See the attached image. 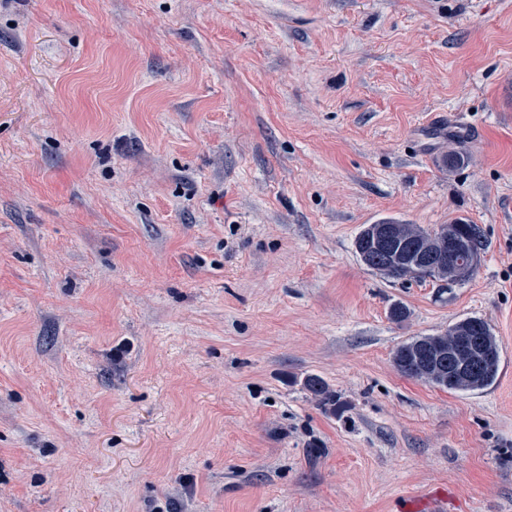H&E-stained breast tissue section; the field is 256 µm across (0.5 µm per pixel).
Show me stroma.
Listing matches in <instances>:
<instances>
[{
    "instance_id": "1",
    "label": "stroma",
    "mask_w": 512,
    "mask_h": 512,
    "mask_svg": "<svg viewBox=\"0 0 512 512\" xmlns=\"http://www.w3.org/2000/svg\"><path fill=\"white\" fill-rule=\"evenodd\" d=\"M458 218L447 290L356 254ZM469 316L493 387L394 368ZM435 491L512 512V0H0V512ZM304 387L315 397L319 406L326 411H335L336 393L317 375H308L304 380Z\"/></svg>"
}]
</instances>
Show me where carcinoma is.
<instances>
[{"instance_id":"cac0c4a2","label":"carcinoma","mask_w":512,"mask_h":512,"mask_svg":"<svg viewBox=\"0 0 512 512\" xmlns=\"http://www.w3.org/2000/svg\"><path fill=\"white\" fill-rule=\"evenodd\" d=\"M393 234L384 244L373 247L365 227L355 241L360 261L377 273L396 280H431L447 286L468 281L471 275L461 265L443 267L439 274L431 273L425 260L437 254L450 239H461L467 252L482 253L486 249L478 225L457 219L428 230L416 224L388 221ZM474 338L487 350H500L491 324L480 317L458 320L443 334L415 336L397 347L393 355L396 369L403 375L453 392L475 393L490 387L500 373L501 357L475 361L469 355L465 340ZM304 387L315 397L319 406L336 411V392L319 376L309 375Z\"/></svg>"}]
</instances>
